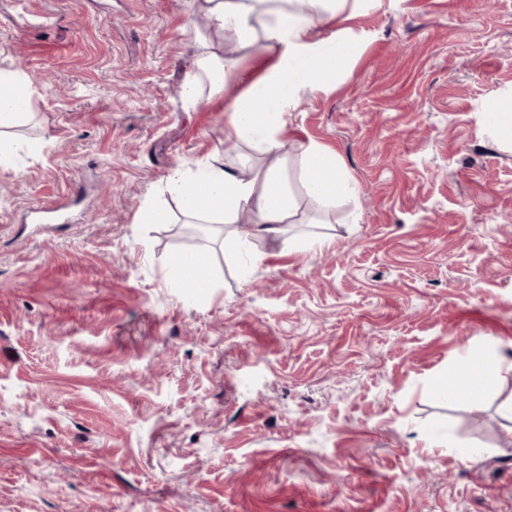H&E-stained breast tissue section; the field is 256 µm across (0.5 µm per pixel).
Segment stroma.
I'll list each match as a JSON object with an SVG mask.
<instances>
[{
	"mask_svg": "<svg viewBox=\"0 0 512 512\" xmlns=\"http://www.w3.org/2000/svg\"><path fill=\"white\" fill-rule=\"evenodd\" d=\"M346 13L318 33L350 45L335 83L292 93L269 156L225 135L264 37L204 0H0V68L33 92L0 127L24 146L0 171V512H512V136L483 121L512 112V0ZM206 51L241 67L189 108ZM309 141L352 196L306 195ZM211 157L278 165L317 221L226 225L214 287L184 288L166 181ZM475 356L500 365L478 398L445 384Z\"/></svg>",
	"mask_w": 512,
	"mask_h": 512,
	"instance_id": "stroma-1",
	"label": "stroma"
}]
</instances>
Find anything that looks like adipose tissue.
<instances>
[{"mask_svg": "<svg viewBox=\"0 0 512 512\" xmlns=\"http://www.w3.org/2000/svg\"><path fill=\"white\" fill-rule=\"evenodd\" d=\"M213 24L231 33L244 47L251 46L256 29H263L274 60L263 61L262 74L249 80L246 90L227 105L230 113L228 138L241 141L262 154L276 152L283 122L271 111V102L287 104L286 89L319 87L335 81L341 60L334 53L310 43L309 38L323 17H338L345 0H308L309 9L295 11L294 0H207ZM236 60L210 54L199 59L184 84L187 105H197L203 95L223 91ZM30 92L24 78L0 70V126L26 114ZM300 181L307 195L327 203L355 192L352 178L338 170L335 157L321 145L302 147ZM167 189L177 197L186 218L194 224H233L243 211L255 216L252 236L279 233L282 224L296 214V201L280 175L256 172L244 177L233 168L206 161L194 175L174 172Z\"/></svg>", "mask_w": 512, "mask_h": 512, "instance_id": "adipose-tissue-1", "label": "adipose tissue"}]
</instances>
